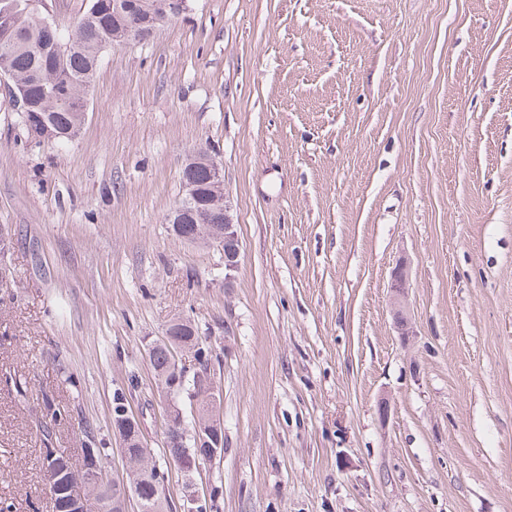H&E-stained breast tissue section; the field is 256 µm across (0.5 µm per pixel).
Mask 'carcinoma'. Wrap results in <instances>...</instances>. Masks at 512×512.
Returning <instances> with one entry per match:
<instances>
[{
    "label": "carcinoma",
    "instance_id": "carcinoma-1",
    "mask_svg": "<svg viewBox=\"0 0 512 512\" xmlns=\"http://www.w3.org/2000/svg\"><path fill=\"white\" fill-rule=\"evenodd\" d=\"M127 13L112 12V0H89L88 7L70 28L58 29L64 45L61 56L52 57L43 49L44 23L41 13L28 8L27 0H0V70L13 76L14 90L26 95L33 108L21 118L24 127H39L41 138L61 144L77 136L85 120L84 104L91 93L101 54L119 43ZM182 180L203 190L209 203L211 224L223 223L224 181L212 179L209 168L186 169ZM169 346L150 357V366L161 388L170 387L173 367L170 348L191 343L200 366L211 365L213 348L207 337L194 334L192 325L169 327ZM186 428L178 421L169 425L165 436L164 456L168 464L177 465L185 452ZM132 474L140 478L143 494L166 496L157 469L141 470L136 438H131Z\"/></svg>",
    "mask_w": 512,
    "mask_h": 512
}]
</instances>
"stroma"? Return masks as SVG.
Segmentation results:
<instances>
[{"mask_svg":"<svg viewBox=\"0 0 512 512\" xmlns=\"http://www.w3.org/2000/svg\"><path fill=\"white\" fill-rule=\"evenodd\" d=\"M201 149L230 289L220 247L168 224ZM1 225L11 512H52L47 448L104 444L122 476L115 391L162 450L147 347L179 317L217 353L213 512H512V0H191L105 50L66 146L28 140L2 81ZM391 297L394 306V316L401 336H411L412 330L407 316L406 300L409 288L407 265L399 264L392 272Z\"/></svg>","mask_w":512,"mask_h":512,"instance_id":"obj_1","label":"stroma"}]
</instances>
